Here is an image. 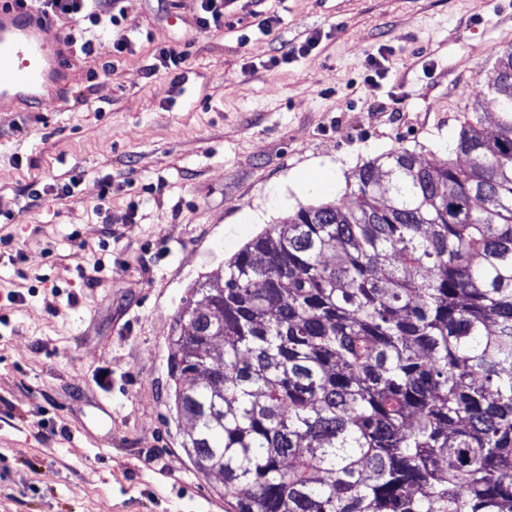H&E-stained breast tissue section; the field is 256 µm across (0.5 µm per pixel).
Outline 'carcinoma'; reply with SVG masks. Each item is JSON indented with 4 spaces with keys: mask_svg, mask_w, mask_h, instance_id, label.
Masks as SVG:
<instances>
[{
    "mask_svg": "<svg viewBox=\"0 0 512 512\" xmlns=\"http://www.w3.org/2000/svg\"><path fill=\"white\" fill-rule=\"evenodd\" d=\"M433 164L398 149L202 284L184 448L232 512H512V44Z\"/></svg>",
    "mask_w": 512,
    "mask_h": 512,
    "instance_id": "obj_1",
    "label": "carcinoma"
}]
</instances>
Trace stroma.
<instances>
[{"instance_id": "35a3bbf8", "label": "stroma", "mask_w": 512, "mask_h": 512, "mask_svg": "<svg viewBox=\"0 0 512 512\" xmlns=\"http://www.w3.org/2000/svg\"><path fill=\"white\" fill-rule=\"evenodd\" d=\"M197 13L117 0L114 24L49 20L66 105L0 103V252L22 254L0 265V512H226L174 408L186 299L299 206L348 197L364 163L439 164L464 122L491 128L470 88L512 44V0H224L210 29ZM160 46L178 70L155 67ZM307 173L335 184L306 194Z\"/></svg>"}]
</instances>
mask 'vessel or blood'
<instances>
[{"instance_id": "b4317fda", "label": "vessel or blood", "mask_w": 512, "mask_h": 512, "mask_svg": "<svg viewBox=\"0 0 512 512\" xmlns=\"http://www.w3.org/2000/svg\"><path fill=\"white\" fill-rule=\"evenodd\" d=\"M46 25L39 11H20L13 0H0V97L35 112L58 108L66 100L62 93H43L61 65L44 41Z\"/></svg>"}]
</instances>
